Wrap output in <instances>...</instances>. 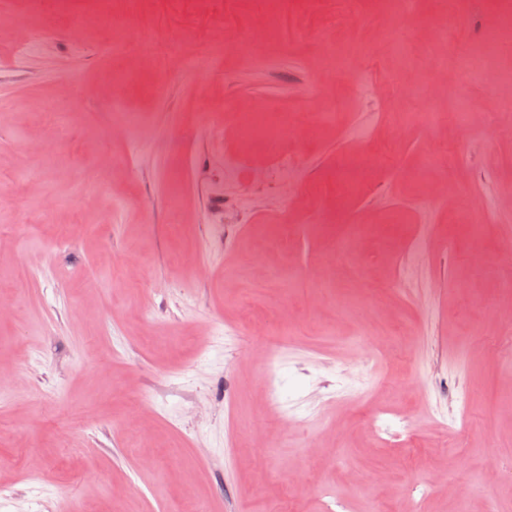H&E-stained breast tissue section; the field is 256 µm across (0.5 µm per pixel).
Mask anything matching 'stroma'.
Returning <instances> with one entry per match:
<instances>
[{"label":"stroma","instance_id":"1","mask_svg":"<svg viewBox=\"0 0 512 512\" xmlns=\"http://www.w3.org/2000/svg\"><path fill=\"white\" fill-rule=\"evenodd\" d=\"M69 2L0 0V512H512L503 0ZM241 118H239L238 114V120L237 125L238 128L242 131L244 136H248L253 128L254 124H262L269 126L274 131L281 135L288 134V125L281 119H278L271 114L267 113H256L253 115H250L248 113H242L240 114Z\"/></svg>","mask_w":512,"mask_h":512}]
</instances>
